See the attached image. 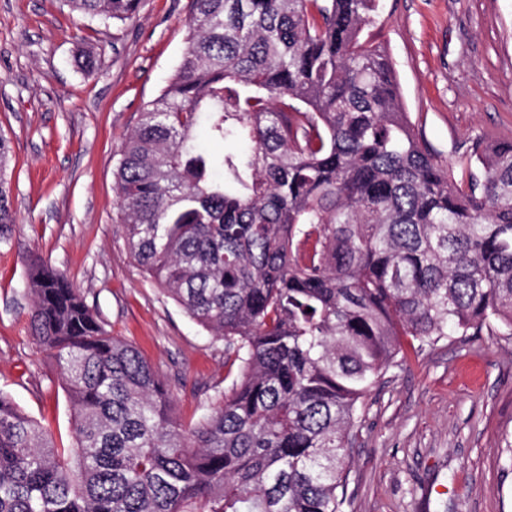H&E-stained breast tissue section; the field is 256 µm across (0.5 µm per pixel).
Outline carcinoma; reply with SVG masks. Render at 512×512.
Returning <instances> with one entry per match:
<instances>
[{"label":"carcinoma","instance_id":"cac0c4a2","mask_svg":"<svg viewBox=\"0 0 512 512\" xmlns=\"http://www.w3.org/2000/svg\"><path fill=\"white\" fill-rule=\"evenodd\" d=\"M141 0H69L102 21ZM378 0H191L187 48L118 151V218L237 377L184 426L151 365L30 259L65 455L0 391V512H343L358 403L410 338L512 336V140L457 182L421 145ZM247 149L216 158L198 130ZM0 135V244L17 223Z\"/></svg>","mask_w":512,"mask_h":512}]
</instances>
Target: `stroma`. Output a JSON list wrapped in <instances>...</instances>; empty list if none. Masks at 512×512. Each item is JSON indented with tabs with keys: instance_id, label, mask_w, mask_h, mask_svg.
<instances>
[{
	"instance_id": "1",
	"label": "stroma",
	"mask_w": 512,
	"mask_h": 512,
	"mask_svg": "<svg viewBox=\"0 0 512 512\" xmlns=\"http://www.w3.org/2000/svg\"><path fill=\"white\" fill-rule=\"evenodd\" d=\"M382 44L419 141L456 181L475 142L512 139V0H381ZM190 0H141L125 24L68 0H0V134L18 222L0 246V390L75 445L52 357L32 337L26 262L80 289L169 388L179 421L221 396L223 341L157 289L117 221L116 152L187 47ZM344 512H512V336L468 331L405 350L352 430Z\"/></svg>"
}]
</instances>
